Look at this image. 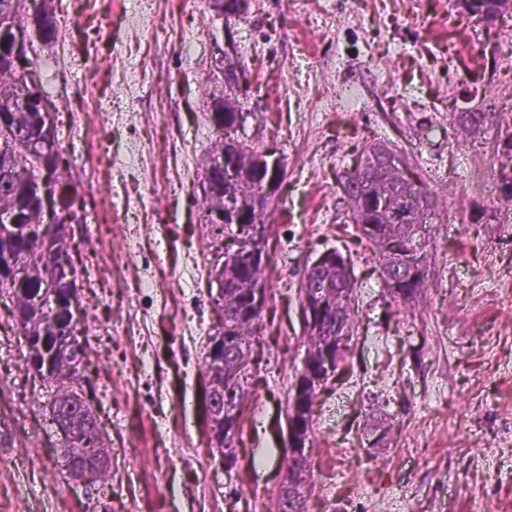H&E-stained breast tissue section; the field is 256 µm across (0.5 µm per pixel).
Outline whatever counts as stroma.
Instances as JSON below:
<instances>
[{
    "label": "stroma",
    "mask_w": 512,
    "mask_h": 512,
    "mask_svg": "<svg viewBox=\"0 0 512 512\" xmlns=\"http://www.w3.org/2000/svg\"><path fill=\"white\" fill-rule=\"evenodd\" d=\"M48 3L58 40L38 46L39 73L86 211L71 228L84 377L112 468L90 495L70 476L54 388L27 371L0 295V512H271L305 354L299 284L334 249L359 289L345 359L316 401L307 512H512V205L495 119L512 110V16L488 23L453 0H253L228 31L207 0ZM229 35L251 85L242 137L286 164L230 472L199 370L221 320L208 268L222 242L199 199L224 91L212 41ZM468 111L487 119L466 138ZM378 142L440 202L415 308L388 295L336 185Z\"/></svg>",
    "instance_id": "obj_1"
}]
</instances>
